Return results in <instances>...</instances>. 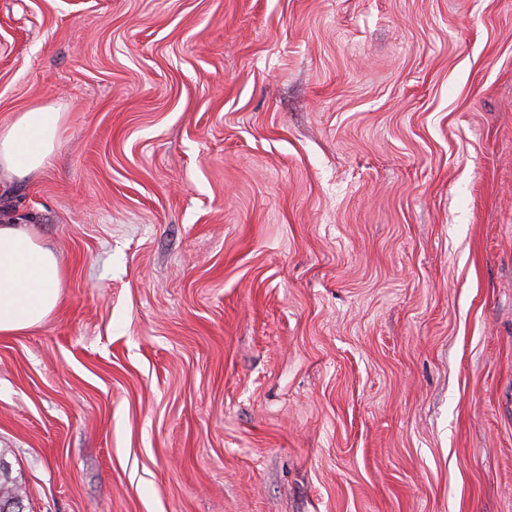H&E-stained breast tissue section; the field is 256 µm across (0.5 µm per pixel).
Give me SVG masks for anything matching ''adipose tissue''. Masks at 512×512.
Listing matches in <instances>:
<instances>
[{"mask_svg": "<svg viewBox=\"0 0 512 512\" xmlns=\"http://www.w3.org/2000/svg\"><path fill=\"white\" fill-rule=\"evenodd\" d=\"M61 112L35 106L0 129V172L24 179L49 164L61 132ZM66 267L23 226L0 221V335L40 326L61 303Z\"/></svg>", "mask_w": 512, "mask_h": 512, "instance_id": "1", "label": "adipose tissue"}]
</instances>
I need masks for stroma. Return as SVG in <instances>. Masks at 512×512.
Segmentation results:
<instances>
[{"mask_svg":"<svg viewBox=\"0 0 512 512\" xmlns=\"http://www.w3.org/2000/svg\"><path fill=\"white\" fill-rule=\"evenodd\" d=\"M25 512H512V0H0ZM62 112L35 106L0 131V172L25 179L49 164L61 132ZM22 224L0 221V335L40 326L61 303L66 267Z\"/></svg>","mask_w":512,"mask_h":512,"instance_id":"stroma-1","label":"stroma"}]
</instances>
